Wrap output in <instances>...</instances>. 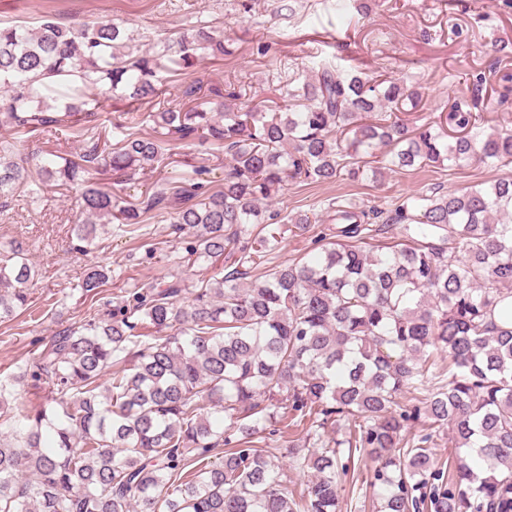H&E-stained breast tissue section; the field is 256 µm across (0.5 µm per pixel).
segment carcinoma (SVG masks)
<instances>
[{"label": "carcinoma", "instance_id": "carcinoma-1", "mask_svg": "<svg viewBox=\"0 0 512 512\" xmlns=\"http://www.w3.org/2000/svg\"><path fill=\"white\" fill-rule=\"evenodd\" d=\"M222 55L224 37L204 24L145 48L112 21L0 22L1 130L81 138L97 121L90 90L158 105L154 134L115 123L111 150L92 141L76 161L23 158L1 135L0 204L65 181L80 201L79 242L114 220L133 228L167 214L175 232L194 229L187 263L232 267L198 288L177 275L144 285L118 313L55 333L19 375L52 385L49 410L0 380V424H12L0 438V512H337L345 451L378 461L379 512H512V176L407 197L387 218L404 226L401 247L363 246L384 231L383 211L338 206L336 241L261 270L282 226L309 223L274 208L288 183L333 182L347 167L373 179L416 165L501 168L512 131H479L459 107L435 128L411 127L398 112L418 99L413 86L321 61L281 82L272 105L242 106L234 89L208 110L159 102L166 76ZM168 138L224 147L222 187L195 165L136 204L94 182L108 171L131 180ZM37 275L20 250L0 253V322L27 309ZM110 278L93 266L82 291ZM437 357L448 375L424 395ZM422 418L448 429L455 474L435 467L430 433L409 432ZM268 422L304 423L312 440L285 449L311 470L297 500L272 449L249 440ZM343 422L348 437L322 439Z\"/></svg>", "mask_w": 512, "mask_h": 512}]
</instances>
